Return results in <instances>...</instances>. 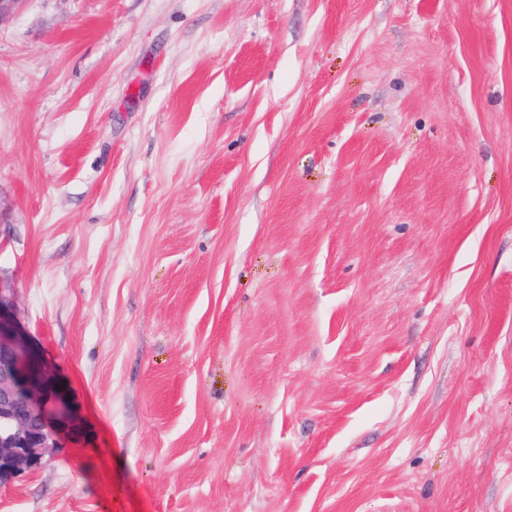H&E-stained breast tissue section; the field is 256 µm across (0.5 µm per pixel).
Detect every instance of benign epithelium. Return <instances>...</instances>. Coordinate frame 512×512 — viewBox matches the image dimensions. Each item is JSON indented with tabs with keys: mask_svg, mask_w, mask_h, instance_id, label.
Wrapping results in <instances>:
<instances>
[{
	"mask_svg": "<svg viewBox=\"0 0 512 512\" xmlns=\"http://www.w3.org/2000/svg\"><path fill=\"white\" fill-rule=\"evenodd\" d=\"M79 426L69 391L0 295V483L79 438Z\"/></svg>",
	"mask_w": 512,
	"mask_h": 512,
	"instance_id": "1",
	"label": "benign epithelium"
}]
</instances>
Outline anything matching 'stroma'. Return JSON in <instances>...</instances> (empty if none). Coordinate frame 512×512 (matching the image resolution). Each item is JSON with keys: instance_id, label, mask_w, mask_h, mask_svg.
<instances>
[{"instance_id": "35a3bbf8", "label": "stroma", "mask_w": 512, "mask_h": 512, "mask_svg": "<svg viewBox=\"0 0 512 512\" xmlns=\"http://www.w3.org/2000/svg\"><path fill=\"white\" fill-rule=\"evenodd\" d=\"M0 293V512H512V0H22ZM79 426L69 391L0 293V484L79 438Z\"/></svg>"}]
</instances>
